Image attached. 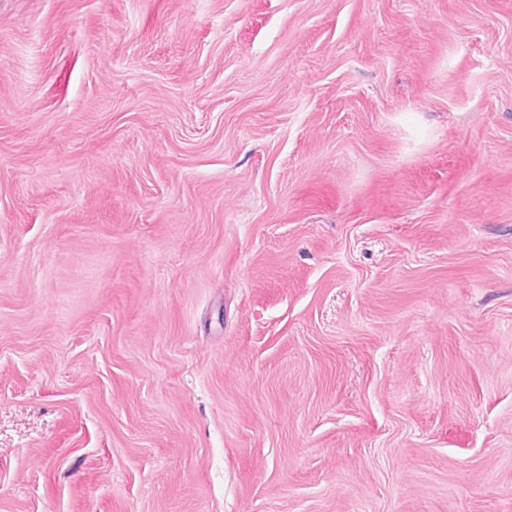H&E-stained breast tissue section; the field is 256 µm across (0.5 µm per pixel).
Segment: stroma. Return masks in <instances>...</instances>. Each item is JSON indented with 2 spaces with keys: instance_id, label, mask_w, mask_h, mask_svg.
Returning a JSON list of instances; mask_svg holds the SVG:
<instances>
[{
  "instance_id": "obj_1",
  "label": "stroma",
  "mask_w": 512,
  "mask_h": 512,
  "mask_svg": "<svg viewBox=\"0 0 512 512\" xmlns=\"http://www.w3.org/2000/svg\"><path fill=\"white\" fill-rule=\"evenodd\" d=\"M0 512H512V0H0Z\"/></svg>"
}]
</instances>
